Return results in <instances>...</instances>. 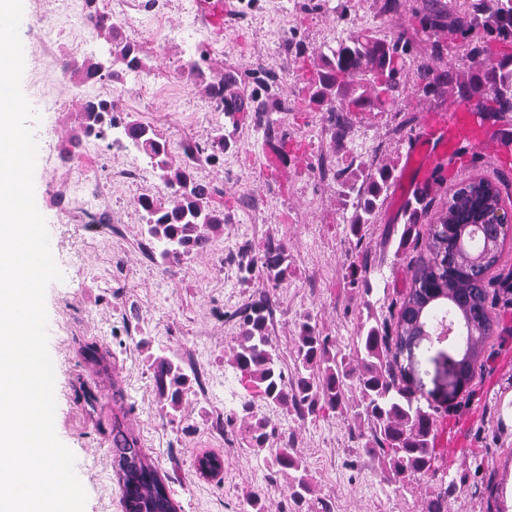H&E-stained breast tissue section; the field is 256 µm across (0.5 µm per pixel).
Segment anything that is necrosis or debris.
Listing matches in <instances>:
<instances>
[{
	"mask_svg": "<svg viewBox=\"0 0 512 512\" xmlns=\"http://www.w3.org/2000/svg\"><path fill=\"white\" fill-rule=\"evenodd\" d=\"M98 11L105 15L112 26V56L121 61L122 67L112 74L97 73L95 80L102 86H127L151 89L158 97H170L178 93L181 79L171 72L161 53L170 43L180 44L184 52L191 53L206 47L205 34L208 22L197 14L190 0H98ZM180 12V23H172V12ZM152 28V50L142 51L139 61H124L131 35L140 25ZM132 103L123 97L112 99L113 144L122 152L124 162L113 165L111 185L115 188L139 185L147 180L151 160L126 136L128 114Z\"/></svg>",
	"mask_w": 512,
	"mask_h": 512,
	"instance_id": "4bbe7bcc",
	"label": "necrosis or debris"
}]
</instances>
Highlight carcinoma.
<instances>
[{
    "label": "carcinoma",
    "instance_id": "carcinoma-1",
    "mask_svg": "<svg viewBox=\"0 0 512 512\" xmlns=\"http://www.w3.org/2000/svg\"><path fill=\"white\" fill-rule=\"evenodd\" d=\"M424 20L425 27L435 34L450 41L461 38L467 58L477 67L467 72L439 69L427 62L408 59L409 43L400 37L355 34L321 56L308 79L311 101L329 104L328 112H341L337 116L338 130H343L347 123L346 112L382 111L406 92L428 97L441 93L445 87L459 100L476 102L479 110L487 109L501 118L512 114V55L504 54L488 63L489 39H512V0H462L454 14L444 0H425ZM238 84V76L230 73L219 85L224 113L232 117L241 111L240 95L234 91ZM335 102L340 107H334ZM79 111L85 118L86 137H98L104 127L112 126V104L108 101L84 100ZM126 135L149 152L175 194L165 201L152 197L137 199V205L147 216L146 233L159 243L161 258L177 260L204 249L209 243V232L224 224V211L211 204L214 191L193 185L173 165L166 141L158 138L152 129L133 120ZM390 178L391 171L385 165L366 178L367 187L359 192L361 214L351 225L354 233L360 232L378 208ZM477 186L479 183L473 179L468 186L451 190L447 200L437 208L424 197L418 199L402 240H407L418 224L428 225L427 234L423 248L410 261V283L399 302L397 319L392 324L378 321L363 328L357 337L360 403L355 417L370 425V439L365 447L381 456L384 479L390 482L398 475L406 480L435 471L433 444L438 413L437 407L430 405L425 409L415 399V387L407 379L404 365L399 363V350L392 346V330L400 331L405 339L418 337L421 328L436 336L438 318L448 315L454 323L464 322L471 310L478 308L482 321L470 323L463 335L465 343L479 356L484 343L494 333L495 321L490 312L494 301L490 297L493 281L488 277L467 280V265L461 258L462 243L456 233L448 230V220L469 212L468 193ZM283 261V247L267 242L261 263L269 280L278 283L288 276ZM267 309L268 302L260 300L238 312L242 331L232 364L241 380L252 385L262 399L291 408L303 418L322 410L344 412L348 407L345 382L352 373L350 363L331 352L333 343L307 315L294 342L296 374L293 381H288L280 366V356L267 334ZM153 373L157 383L168 390L171 407H177L188 381L180 363L159 356L153 364ZM251 409V403L242 404V422L252 447L260 452L275 427L265 418L253 420ZM112 458L118 481L122 483L125 512H178L135 435L119 424L112 426ZM263 463L288 473V489L296 502L308 504L311 512H332V505L324 499L309 502L311 482L294 449L280 448L272 459H263ZM456 489L454 478L440 482L431 491L428 512H448V500Z\"/></svg>",
    "mask_w": 512,
    "mask_h": 512
}]
</instances>
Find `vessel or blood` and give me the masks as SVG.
I'll return each instance as SVG.
<instances>
[{
	"label": "vessel or blood",
	"mask_w": 512,
	"mask_h": 512,
	"mask_svg": "<svg viewBox=\"0 0 512 512\" xmlns=\"http://www.w3.org/2000/svg\"><path fill=\"white\" fill-rule=\"evenodd\" d=\"M473 118V108L467 102L454 103L442 113L427 114L423 132L409 143L407 149L409 156L419 159V165L407 185L409 196L425 193L433 182L437 165L461 146L467 145L496 156L504 152V142L488 144L474 137Z\"/></svg>",
	"instance_id": "1"
}]
</instances>
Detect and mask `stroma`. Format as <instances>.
Segmentation results:
<instances>
[{"label":"stroma","instance_id":"stroma-1","mask_svg":"<svg viewBox=\"0 0 512 512\" xmlns=\"http://www.w3.org/2000/svg\"><path fill=\"white\" fill-rule=\"evenodd\" d=\"M383 0H242L246 20L208 28L212 68L234 71L239 92L251 98L261 80L277 78L274 93L285 108L240 112L236 117L210 109L202 88L186 85L174 101L139 96L133 119L151 124L170 146L186 138L224 137V155L210 167L207 181L218 186L215 207L224 224L206 250L162 267L143 263L149 242L133 201L139 188L111 196L112 210L124 216L122 237L110 225L97 231L71 222L81 204L66 192L69 177L83 173L90 185L109 177L112 138L77 140L75 104L103 93L95 83L73 82L69 74L42 59L36 39L54 29L63 46L86 39L72 19L84 0H28L20 39L26 53L21 88L30 103L40 94L67 101L65 111L39 113L35 123L42 156L34 172L55 263L61 280L50 282L45 306L51 336L48 352L57 358L54 427L76 456L75 467L87 494L85 512H123L122 492L112 469V424L121 422L138 436L143 452L158 468L179 512H246L245 495L255 491L265 512H308L288 496V482L261 457L294 448L312 483V495L329 500L334 512H427L428 490L441 478L460 484L448 512H488L493 500L471 493L487 478L507 486L512 512V240L491 275L497 299L494 334L485 343L482 367L471 391L442 397L435 381L445 367L430 351L418 350L421 389L439 407L435 443L437 475H422L402 488L383 478L382 465L353 438L350 419L332 414L300 418L255 397L240 384L230 363L240 332L233 313L266 298L279 316L269 336L286 376L294 374V338L304 316H311L338 355L353 356L362 323L396 312L409 283L413 245H400L408 222L399 206L406 189L404 162L409 142L426 114L447 110L448 93L403 96L379 112H353L337 133L324 107L307 90L311 63L289 53L279 61L281 39L308 52H329L350 34L389 38L404 35L410 55L429 60L432 33L421 22L424 0H403L398 15L382 11ZM391 165L387 197L370 224L353 235L358 187L367 172ZM502 177L503 204L512 209V164L490 155L464 152L442 168L429 195L447 197L465 176ZM285 247L288 276L271 286L262 266L240 269L239 255L259 258L267 242ZM365 267V279L352 283L350 262ZM98 350L99 362L85 355ZM176 357L190 380L179 409H170L156 386L154 357ZM252 402L256 417L275 426L263 453H256L241 422V405ZM224 462L214 478L199 476L198 455Z\"/></svg>","mask_w":512,"mask_h":512}]
</instances>
